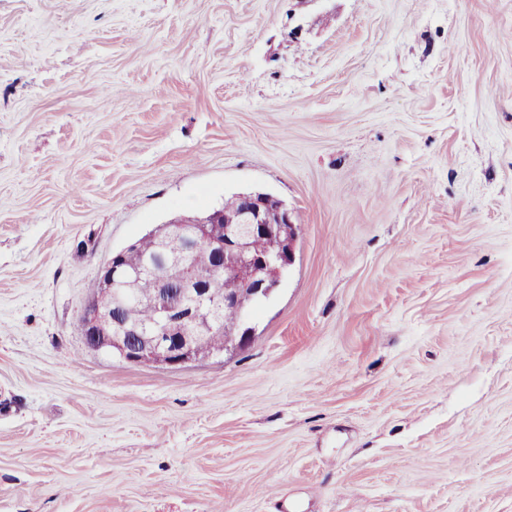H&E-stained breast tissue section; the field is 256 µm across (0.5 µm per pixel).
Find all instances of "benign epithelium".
I'll list each match as a JSON object with an SVG mask.
<instances>
[{"instance_id": "1", "label": "benign epithelium", "mask_w": 512, "mask_h": 512, "mask_svg": "<svg viewBox=\"0 0 512 512\" xmlns=\"http://www.w3.org/2000/svg\"><path fill=\"white\" fill-rule=\"evenodd\" d=\"M239 199L232 213L217 209L155 227L154 256L134 262L127 247L112 254L81 311L86 345L134 365L183 367L199 360L226 311L237 316L224 328L229 342H242L249 331L237 329L250 305L268 298L294 261L297 225L264 193H242ZM201 241L209 243L204 265L197 262ZM146 276L157 282L145 297L158 316L151 328L125 313L122 298ZM216 278L224 281L221 296L212 292Z\"/></svg>"}]
</instances>
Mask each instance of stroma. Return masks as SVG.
Returning <instances> with one entry per match:
<instances>
[{"label":"stroma","instance_id":"1","mask_svg":"<svg viewBox=\"0 0 512 512\" xmlns=\"http://www.w3.org/2000/svg\"><path fill=\"white\" fill-rule=\"evenodd\" d=\"M249 192L299 233L242 345L87 348ZM0 512H512V0H0Z\"/></svg>","mask_w":512,"mask_h":512}]
</instances>
